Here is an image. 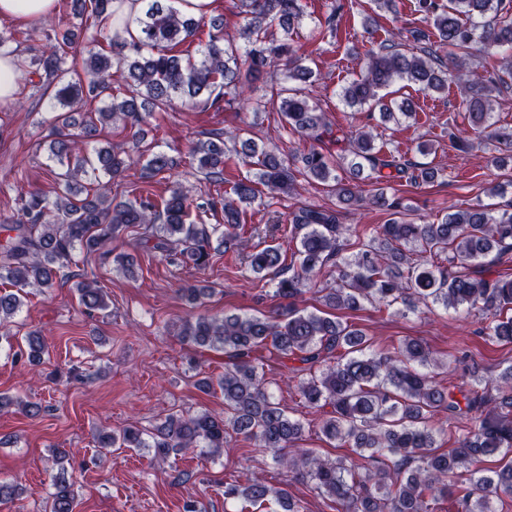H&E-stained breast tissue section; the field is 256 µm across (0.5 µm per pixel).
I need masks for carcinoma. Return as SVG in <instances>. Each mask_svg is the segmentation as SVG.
I'll return each instance as SVG.
<instances>
[{"mask_svg": "<svg viewBox=\"0 0 512 512\" xmlns=\"http://www.w3.org/2000/svg\"><path fill=\"white\" fill-rule=\"evenodd\" d=\"M79 23L54 33V44L33 57L17 55L18 69L37 77L33 88L55 100L50 151L60 171L56 179L65 194L50 199L32 190L20 194L18 212L0 243V284L17 291H0V328L23 305L22 288H51L69 280L78 255L99 250L123 228L144 230L150 250L172 263H192L202 270L209 263L216 224L189 221L191 203L180 191L157 196L142 189L118 203L112 186L126 178L136 164L112 148L90 147L98 127L121 119L132 126L143 113L165 110L178 99L187 107L216 109L241 101L246 84L279 68L290 86L277 98L255 102V109L271 105L294 132L315 142L287 162L276 148L241 141L235 154L256 159L254 178L236 181L230 190L209 196L196 208L222 213L220 240L249 255L254 273L275 284L279 308L271 315L200 314L183 325L181 339L189 346L224 355V373L217 380L203 378L196 387L224 396V415L209 412L175 413L155 425L149 434L127 427L98 433L102 448H151L154 455L206 448L224 452L237 436L270 450L276 464L289 468L294 478L312 486L336 503V512H436L448 502L446 512H492L493 501L512 496V365L499 375L495 391L489 379L466 389L435 381L433 369L446 362L437 358L421 339L405 337L385 350L359 325L323 312L307 313L298 301L327 267H336V287L321 288L322 300L332 310L361 309L368 303L378 309L401 304L415 312L420 306H467L485 320L489 341L512 345V278L481 275L480 261L491 252L503 259L512 252V212H495L478 204L448 209L441 221L415 224L407 221L400 203L383 189L371 203L392 212L384 224L351 228L341 223V210L361 201V185L375 178H405L429 184L438 169L412 164L383 147L375 146L371 133L335 129L302 86L317 79L306 58L298 53L292 35L301 22V0H238L244 24L243 43L224 38V26L182 12L172 0H144L138 35L128 40L115 32L111 54L88 51L77 80L67 79L68 49L77 31L96 42L103 24L114 16L113 0H74ZM416 11L428 27L408 30L416 51L401 49V32L389 30L377 48L366 52L357 77L339 91L350 108L379 109L399 123L415 118L411 105L392 107L379 91L399 81L426 92L448 87V65L465 82L460 102L464 127L448 135L454 149L468 153L484 140L473 137L494 125L492 102L512 89V61L489 70L484 61L508 47L512 49V3L509 0H416ZM283 31L276 38L268 31L273 22ZM209 27L199 59H184L173 48ZM126 72L129 96L114 95L112 69ZM109 101L86 120L80 134L72 113L89 100ZM198 168L215 185L224 183V167L232 156L224 151V137L208 139L192 149ZM174 160L163 152L152 154L144 165L151 177L169 180ZM342 170L344 176L336 174ZM389 173H384V170ZM309 180L333 182L339 208H300L289 219L291 234L299 240L297 264L285 266L278 246L257 249L254 232L246 229L241 205L253 203L264 192L288 193L296 174ZM83 175L96 181L91 200H75L72 180ZM356 248L351 260L343 252ZM81 304L90 311L108 307L105 289L96 281L77 284ZM281 365L302 364L308 378L298 386L304 405L320 413V432L326 441L347 448L350 455L331 459L295 447L304 434L301 421L289 417L268 392L262 351ZM42 337L29 333L16 356L28 364L41 360ZM18 406L30 417L41 412L36 402H21L0 395V411ZM447 447H442L438 441ZM50 512H73L71 483L55 477ZM224 498L242 500L259 509L275 501L284 512H300L288 489L273 487L257 476H245L224 486Z\"/></svg>", "mask_w": 512, "mask_h": 512, "instance_id": "obj_1", "label": "carcinoma"}]
</instances>
